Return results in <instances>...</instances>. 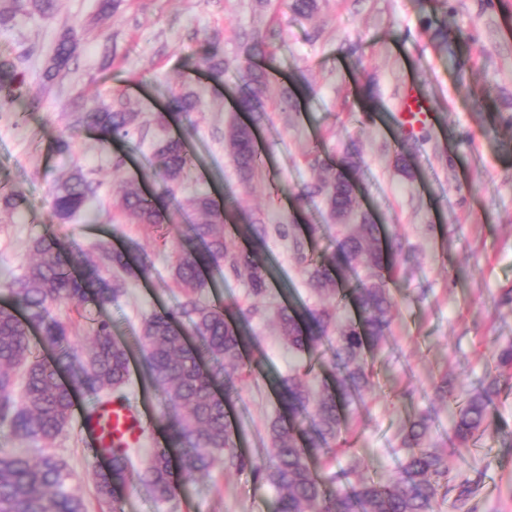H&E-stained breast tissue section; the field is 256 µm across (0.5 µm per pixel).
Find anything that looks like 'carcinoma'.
<instances>
[{"mask_svg":"<svg viewBox=\"0 0 512 512\" xmlns=\"http://www.w3.org/2000/svg\"><path fill=\"white\" fill-rule=\"evenodd\" d=\"M57 0H10V13H37L53 16ZM77 44V32L66 30L57 40L42 79L51 81L69 69ZM263 40L246 46L237 70L240 87L238 108L250 112L253 121L265 117V93L274 58L268 66L253 65ZM196 65L208 69L212 77H224L223 61L217 45L208 44ZM28 87L21 59L0 60V112H10L17 93ZM201 96L196 92L172 94L173 111L186 116L199 111ZM138 113L124 102L106 108L91 107L76 123L110 136L131 133ZM227 149L243 185L252 181L260 166L253 129L233 128ZM360 152L353 147L339 161V171L326 180L306 184L300 200L321 196L331 216L341 223L332 252L319 257L304 253L294 243L306 264L307 284L329 305L284 308L278 315V329L288 350L302 357L288 378L281 382V405L288 418L270 422L269 464L251 466L239 451L227 401L238 396L239 386L250 372L244 362L248 336L229 307L201 304L196 293L206 287L204 270L220 268L227 262L244 279L254 297L263 296L269 272L260 253L266 227L255 218L235 224V231L255 242L250 250L233 252L224 239V225L232 211L208 194L197 195L192 205L202 221L189 227L187 243L180 244L173 266V278L184 290V300L175 312H157L146 317L141 337L152 381L162 390L168 410L162 414L167 432L165 443L156 445L137 474L140 482L163 504L176 497L188 483L208 475L220 456L224 469L252 468L255 477L277 491L276 512H437L448 491L458 490L456 509L466 508L475 496L479 479L452 477L451 455L429 442L432 416L422 411L403 429L400 447L405 452L398 473L388 479L351 480L354 470L325 476L316 472L310 458H335L352 452L355 438L353 415L363 403V393L374 385L375 372L366 353L387 345L394 319L395 301L388 281L395 266L388 256L400 252L402 240L394 235L384 241L379 225L369 221L349 224L357 198L347 170L356 167ZM191 159L183 142L168 138L154 153V172L164 193L172 195L187 175ZM99 184L75 172L59 183L52 201L53 214L61 220L97 212ZM28 205L17 191L0 194V209L15 211ZM115 206L140 224L159 226L173 223L168 206L144 197L128 186L115 198ZM34 258L23 273L0 274V290L15 306L0 307V431L35 444L49 445L69 426L73 416L72 388L59 379V371L79 364L76 383L96 397L84 416L85 424L102 431L103 442L96 454L110 457V467L95 473L100 501L118 512L117 492L130 476L134 448L128 441L114 438L112 427L102 418L100 408L114 400L131 405L123 392L129 376V360L124 347L112 336V324L100 319L92 326L91 340L83 355L70 342L67 322L51 315L50 307L63 302L105 305L124 289L118 279L106 277V263L123 268L136 266L145 273L151 266L147 254L128 258L121 253L95 255L76 251L54 235H41L32 242ZM363 269L365 278L347 288L339 281L341 272ZM351 304L357 319L348 320L340 312ZM38 329L45 344L56 349L48 361L32 341ZM495 373L477 388L448 394V383H435L434 393L448 403V421L453 439L475 444L502 433L493 398L512 389V342L494 352ZM72 472L60 457L42 452L38 456L25 449H0V512H87L83 499L67 488Z\"/></svg>","mask_w":512,"mask_h":512,"instance_id":"1","label":"carcinoma"}]
</instances>
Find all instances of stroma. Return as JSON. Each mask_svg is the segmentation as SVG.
Segmentation results:
<instances>
[{"mask_svg": "<svg viewBox=\"0 0 512 512\" xmlns=\"http://www.w3.org/2000/svg\"><path fill=\"white\" fill-rule=\"evenodd\" d=\"M447 23L448 37L432 24ZM80 41L68 71L22 93L13 111L0 113V193H23L28 205L0 210V270L21 273L34 238L50 232L73 249L147 252L148 274L110 267L125 289L105 307L64 304L54 316L72 325L71 341L84 347L93 318L111 320L116 339L131 352L126 389L147 402L158 420L163 400L147 375L137 338L145 316L177 309L183 298L171 272L173 247L185 225L198 221L191 200L200 192L237 202V223L261 217L268 229L261 246L270 271L267 294L250 296L228 266L207 274L201 299L247 312L251 342L246 356L259 368L231 406L239 441L255 464H265L267 426L283 414L278 384L297 363L277 326L287 306H318L292 246L308 225L319 228L316 250L337 234L325 201L295 203L307 183L331 173L346 149L357 146L351 177L358 206L350 221L370 219L382 235H399L394 258L396 317L390 347L373 352L379 372L355 418V456L322 463L326 473L353 468L364 477L395 474L402 462L400 432L419 411L434 407L430 440L448 449L461 476L480 477L472 503L477 512H512V441L498 437L477 447L451 440L448 410L431 385L449 391L471 386L493 372L495 342L512 339V306L498 304L512 289V0H318L309 17L295 16L289 0H118L110 14L99 0H58L51 18L20 14L0 29V59L24 55L29 77L44 71L67 29ZM262 38L275 54L266 92L267 121L255 136L264 158L243 186L225 146L232 124H246L236 104V65L244 46ZM218 43L222 82L196 68L205 43ZM430 109L417 133H404L397 115L406 91ZM197 91L203 108L184 118L168 107L170 94ZM125 102L137 112L125 139L76 127V113ZM181 136L192 155L188 177L176 190L175 224L159 229L135 223L112 201L127 184L149 196L162 191L155 175V145ZM66 150L54 148L57 138ZM322 166H312L313 156ZM409 169L401 171L398 160ZM82 171L99 183L97 219L60 222L52 215L55 183ZM293 227L281 236L277 225ZM92 401L79 393L70 427L53 443L69 465V488L89 512H99L94 473L106 468L89 446L82 414ZM121 512H274L275 491L250 470L216 464L209 478L190 484L170 503L155 502L130 480L119 491Z\"/></svg>", "mask_w": 512, "mask_h": 512, "instance_id": "stroma-1", "label": "stroma"}]
</instances>
